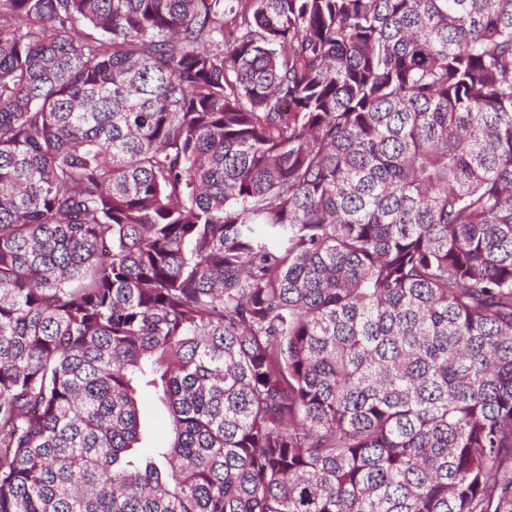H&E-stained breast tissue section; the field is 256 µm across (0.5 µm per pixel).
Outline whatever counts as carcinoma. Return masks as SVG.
I'll use <instances>...</instances> for the list:
<instances>
[{
	"instance_id": "carcinoma-1",
	"label": "carcinoma",
	"mask_w": 512,
	"mask_h": 512,
	"mask_svg": "<svg viewBox=\"0 0 512 512\" xmlns=\"http://www.w3.org/2000/svg\"><path fill=\"white\" fill-rule=\"evenodd\" d=\"M0 512H512V0H0ZM141 419L146 426L153 429V435L156 441H162L164 439L166 429L161 420L160 409L148 395H144L141 400Z\"/></svg>"
}]
</instances>
